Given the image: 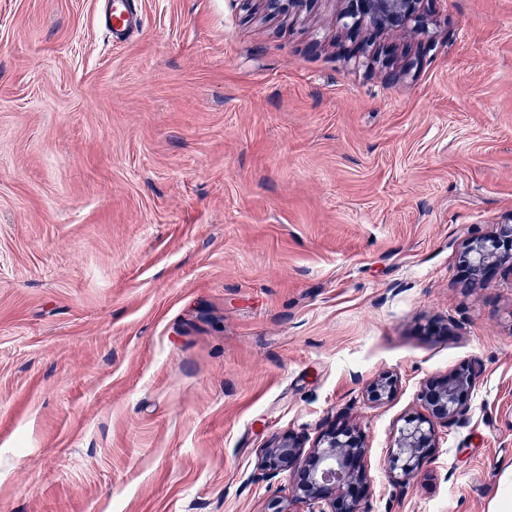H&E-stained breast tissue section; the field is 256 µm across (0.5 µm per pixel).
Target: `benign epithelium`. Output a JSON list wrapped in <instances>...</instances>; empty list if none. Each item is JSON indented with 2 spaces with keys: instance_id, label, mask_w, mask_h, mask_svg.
Returning a JSON list of instances; mask_svg holds the SVG:
<instances>
[{
  "instance_id": "obj_1",
  "label": "benign epithelium",
  "mask_w": 512,
  "mask_h": 512,
  "mask_svg": "<svg viewBox=\"0 0 512 512\" xmlns=\"http://www.w3.org/2000/svg\"><path fill=\"white\" fill-rule=\"evenodd\" d=\"M420 0H350L345 18L350 26L366 22L377 29L405 31L415 18ZM473 280L486 281L499 267L512 270V214L480 236L469 239L461 253ZM478 370L462 365L448 378L429 383L420 395L425 413L410 415L398 429L388 454L385 472L400 486L432 456L439 440L437 426L463 420L469 412L468 394ZM394 383L381 377L367 387V398L378 403L391 397ZM365 453L354 430L330 425L308 447L303 437L286 433L271 440L262 451V467L275 477L287 472L293 478L289 503L272 500L267 512H293L290 503L307 506V512H367L363 498L368 475L359 461Z\"/></svg>"
}]
</instances>
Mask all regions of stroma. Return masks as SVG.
I'll return each mask as SVG.
<instances>
[{"label":"stroma","mask_w":512,"mask_h":512,"mask_svg":"<svg viewBox=\"0 0 512 512\" xmlns=\"http://www.w3.org/2000/svg\"><path fill=\"white\" fill-rule=\"evenodd\" d=\"M0 0V512H266L261 452L361 434L368 512H491L512 481V0ZM480 370L417 475L427 380ZM389 376L391 399L366 388ZM129 0L104 1V23L112 36V41L122 43L126 41L138 26L132 2ZM346 25L357 26L367 22L374 28L405 31L415 18L420 0H350ZM512 213L480 236L469 239L461 253L474 281L484 282L499 267L512 271Z\"/></svg>","instance_id":"1"}]
</instances>
